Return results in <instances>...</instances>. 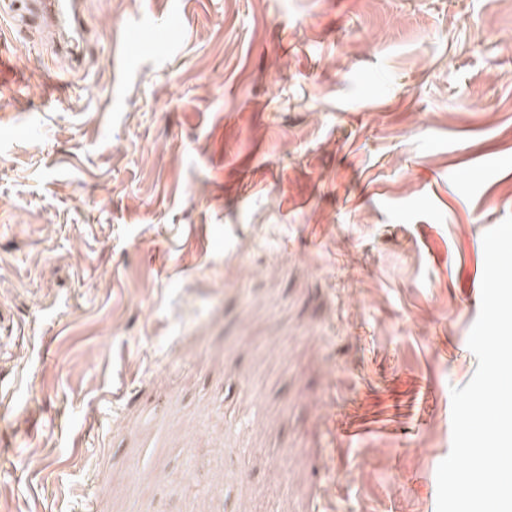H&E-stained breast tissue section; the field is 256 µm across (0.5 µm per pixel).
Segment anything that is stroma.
<instances>
[{
	"instance_id": "1",
	"label": "stroma",
	"mask_w": 512,
	"mask_h": 512,
	"mask_svg": "<svg viewBox=\"0 0 512 512\" xmlns=\"http://www.w3.org/2000/svg\"><path fill=\"white\" fill-rule=\"evenodd\" d=\"M86 20L84 71L0 40V512H436L512 215V13Z\"/></svg>"
}]
</instances>
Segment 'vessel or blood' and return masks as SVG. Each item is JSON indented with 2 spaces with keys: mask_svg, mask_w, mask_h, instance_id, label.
I'll list each match as a JSON object with an SVG mask.
<instances>
[{
  "mask_svg": "<svg viewBox=\"0 0 512 512\" xmlns=\"http://www.w3.org/2000/svg\"><path fill=\"white\" fill-rule=\"evenodd\" d=\"M86 0H24L22 20L38 31L52 53L70 68H81L89 50Z\"/></svg>",
  "mask_w": 512,
  "mask_h": 512,
  "instance_id": "obj_1",
  "label": "vessel or blood"
}]
</instances>
